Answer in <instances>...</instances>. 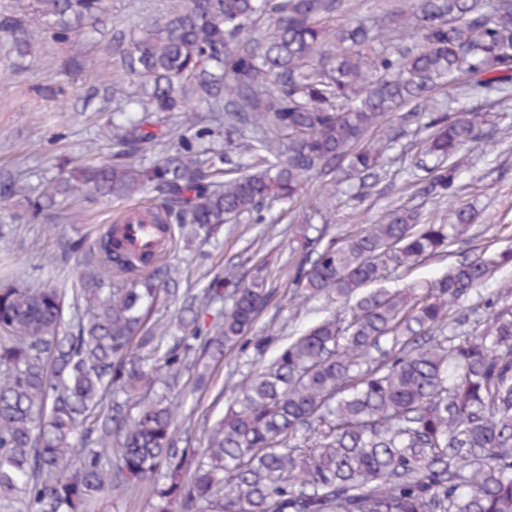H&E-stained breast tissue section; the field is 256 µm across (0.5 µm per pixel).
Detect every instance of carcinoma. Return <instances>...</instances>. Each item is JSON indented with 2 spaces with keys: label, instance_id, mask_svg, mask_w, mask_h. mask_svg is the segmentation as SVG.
I'll use <instances>...</instances> for the list:
<instances>
[{
  "label": "carcinoma",
  "instance_id": "obj_1",
  "mask_svg": "<svg viewBox=\"0 0 512 512\" xmlns=\"http://www.w3.org/2000/svg\"><path fill=\"white\" fill-rule=\"evenodd\" d=\"M341 0H168L126 41L113 29L120 69L104 95L118 148L111 161L79 163L26 198L34 219H74L64 202L152 194L154 205L119 215L89 243L65 242L82 273L73 322L65 291L49 282L0 285V512H99L149 484L152 512H512V311L481 334L440 336L449 306L486 281L512 250L461 263L410 291L373 289L389 267L410 269L445 251L476 220L465 206L451 224H421L405 208L328 245L297 271L308 297L349 305L336 318L291 336L261 371L233 387L236 406L207 429V446L180 448L181 403L169 398L181 376L223 351L267 349L270 329L252 333L272 297L266 278L238 281L224 300L215 276L179 309L183 335L143 330L163 295L177 293V269L126 250L125 224H151L168 245L172 225L209 238L242 217L260 220L268 199L292 202L315 178L375 175L395 136L389 116L411 104L428 112L424 154L430 185L448 194L450 157L481 139V111L451 112L430 93L448 84V102L482 91L512 98V0H415L411 12L385 9L330 34L320 25ZM37 26L9 16L0 34L24 56L40 38L106 28V0H32ZM418 34L373 57L363 52L392 25ZM203 107L249 163L224 168V152L194 130ZM179 117L165 128L153 115ZM172 142L162 158L143 155ZM348 159L336 172V161ZM329 207L304 217L305 247L323 236ZM390 348L373 356L381 342Z\"/></svg>",
  "mask_w": 512,
  "mask_h": 512
}]
</instances>
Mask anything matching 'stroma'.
Here are the masks:
<instances>
[{
  "label": "stroma",
  "mask_w": 512,
  "mask_h": 512,
  "mask_svg": "<svg viewBox=\"0 0 512 512\" xmlns=\"http://www.w3.org/2000/svg\"><path fill=\"white\" fill-rule=\"evenodd\" d=\"M112 55L109 36L80 41L47 39L34 43L27 56L5 58L0 54V185L13 182L36 195L41 185L58 172L67 157L92 154L111 159L115 152L107 126L108 114L100 99L85 101V75L99 73L111 84ZM79 57L83 71H72L70 57ZM466 108L479 107L491 115L482 141L462 149L459 164L460 190L453 203L472 206L476 224L457 237L447 255L421 260L411 270L387 272L382 288L402 289L414 282L432 281L450 266L512 247V102L502 103L498 94L470 98ZM424 114L400 109L393 116L396 139L382 162L378 179L367 188L336 197V207L326 226L323 244H337L352 233L376 223L386 209L400 206L415 210L422 221H447L449 206L428 186V175L418 166L422 141L427 136ZM148 196L129 201H103L91 207L83 222L61 224L58 232L46 230L43 221L29 220L21 197L0 198V281L14 277L39 281L55 276L58 285L73 288L83 267L67 253V238L95 239L119 212L150 205ZM303 203L269 202L265 221L249 225L246 233L220 234L207 243L174 235L164 258L183 271L180 290L197 289L204 272L246 281L257 266H264L274 294L261 312L256 331L275 326L296 334L340 312L327 300L300 301L288 282V271L303 262L304 253L295 237L303 215ZM512 284V268L502 269L453 306L452 324L459 333L486 326L502 307L512 306V295L499 291ZM211 385L203 394L188 397L183 405L188 419L180 423L181 446L206 445L205 425L221 418L230 402L226 387L230 365L210 364Z\"/></svg>",
  "instance_id": "35a3bbf8"
}]
</instances>
